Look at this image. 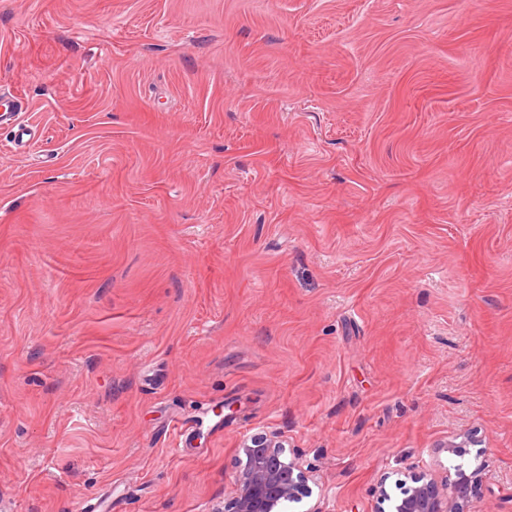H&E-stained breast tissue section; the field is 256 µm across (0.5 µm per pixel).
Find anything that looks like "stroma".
<instances>
[{
    "instance_id": "35a3bbf8",
    "label": "stroma",
    "mask_w": 512,
    "mask_h": 512,
    "mask_svg": "<svg viewBox=\"0 0 512 512\" xmlns=\"http://www.w3.org/2000/svg\"><path fill=\"white\" fill-rule=\"evenodd\" d=\"M1 88L0 512H213L257 432L287 512H512V0H0ZM480 467L467 470L463 466L448 468L442 475L423 471L409 476L411 484L399 482L402 486L399 497H392L385 483L377 487L380 503H389L379 512H471L472 497L479 481Z\"/></svg>"
}]
</instances>
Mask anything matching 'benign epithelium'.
I'll return each instance as SVG.
<instances>
[{
    "mask_svg": "<svg viewBox=\"0 0 512 512\" xmlns=\"http://www.w3.org/2000/svg\"><path fill=\"white\" fill-rule=\"evenodd\" d=\"M480 467L462 466L437 474L423 471L400 483V496L386 489V480L378 484L380 503L389 508L380 512H471L470 506ZM310 469L299 457L286 455V446L278 436L257 433L244 438L237 448L234 491L224 507L215 512H285L288 503L300 501L308 492Z\"/></svg>",
    "mask_w": 512,
    "mask_h": 512,
    "instance_id": "1",
    "label": "benign epithelium"
}]
</instances>
